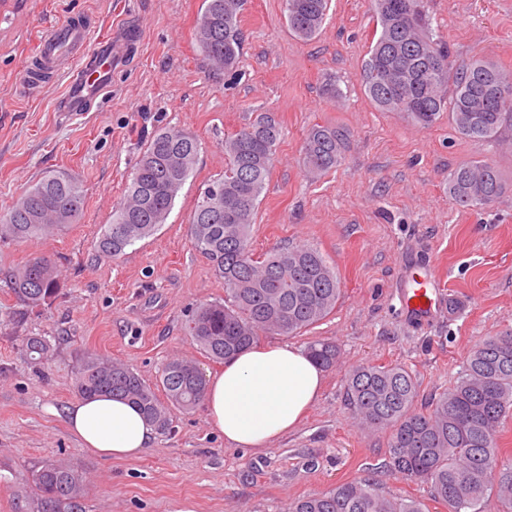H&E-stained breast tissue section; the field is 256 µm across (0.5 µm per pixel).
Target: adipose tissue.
<instances>
[{
	"mask_svg": "<svg viewBox=\"0 0 512 512\" xmlns=\"http://www.w3.org/2000/svg\"><path fill=\"white\" fill-rule=\"evenodd\" d=\"M325 371L305 348L254 346L226 359L209 376L205 406L210 424L235 448L261 450L293 430L319 399ZM82 448L109 459L141 456L156 438L154 424L131 402L101 394L66 410Z\"/></svg>",
	"mask_w": 512,
	"mask_h": 512,
	"instance_id": "1",
	"label": "adipose tissue"
}]
</instances>
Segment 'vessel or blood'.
<instances>
[{"label":"vessel or blood","mask_w":512,"mask_h":512,"mask_svg":"<svg viewBox=\"0 0 512 512\" xmlns=\"http://www.w3.org/2000/svg\"><path fill=\"white\" fill-rule=\"evenodd\" d=\"M91 20L67 18L43 38L24 73L30 84L44 83L59 73L61 59H69L66 92L59 101L60 111L77 115L90 111L93 103L112 90V68L119 58L113 53L111 37L94 39ZM405 294L407 316L417 323L430 321L441 304L442 291L435 279L416 275Z\"/></svg>","instance_id":"b4317fda"}]
</instances>
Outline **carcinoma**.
Wrapping results in <instances>:
<instances>
[{"mask_svg":"<svg viewBox=\"0 0 512 512\" xmlns=\"http://www.w3.org/2000/svg\"><path fill=\"white\" fill-rule=\"evenodd\" d=\"M331 0H285L289 28L301 40L321 29ZM378 27L364 63L365 93L382 111L404 112L423 126L446 112L458 135L508 149L512 139V75L478 59L454 68L448 48L436 42L423 0H374ZM195 40L214 72L239 62L245 0H203ZM404 11L405 63L387 54L401 37L391 15ZM281 129L262 115L224 140V174L199 194L191 222L196 249L224 280V302L200 307L188 333L212 360H225L258 343L264 334L298 335L330 315L340 296L334 268L312 244L291 245L265 256L250 248L254 223ZM348 133L341 126L314 125L303 141L302 163L323 175L341 162ZM199 144L190 133L167 129L155 135L131 184L98 242L112 259L152 235L167 220L192 175ZM506 185L497 167L473 160L448 177V195L462 209L478 211L500 198ZM84 194L62 174H49L25 192L0 223V240L35 244L47 234L77 224ZM62 288L56 263L35 251L9 277V291L30 309L51 303ZM307 350L325 369L336 366L335 343L313 340ZM207 378L195 362L174 359L152 387L129 367L91 354L76 378L79 395L101 393L131 401L161 433L172 429L173 411L203 401ZM165 392L168 403L156 390ZM418 384L401 366H359L346 379L354 418L389 432V467L430 485L448 512H512V463L502 461L497 432L512 415V334L489 337L469 354L454 384L429 409L414 402ZM84 480L64 463H48L14 494V512H84ZM288 512H428L417 499L389 497L367 477L344 482L291 503Z\"/></svg>","mask_w":512,"mask_h":512,"instance_id":"obj_1","label":"carcinoma"}]
</instances>
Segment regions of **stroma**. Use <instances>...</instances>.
<instances>
[{
  "mask_svg": "<svg viewBox=\"0 0 512 512\" xmlns=\"http://www.w3.org/2000/svg\"><path fill=\"white\" fill-rule=\"evenodd\" d=\"M202 0H0V219L46 174L80 184V223L38 244L0 241V512H13L16 489L48 462H70L85 480L86 512H287L290 502L343 481L373 477L384 494L446 512L427 485L392 472L387 434L355 425L344 385L362 365L407 367L426 409L461 372L484 338L512 332V150L457 137L440 115L431 126L378 110L363 66L376 31L372 0H331L308 42L289 30L284 0H247L243 53L234 74L209 72L194 41ZM435 38L454 66L475 58L512 74V0H425ZM88 13L99 30L129 32L112 91L77 118L58 112L64 81L34 87L27 57L63 18ZM334 83L339 96L326 93ZM269 113L282 129L258 199L251 247L263 255L303 242L335 267L341 293L334 311L310 330L262 344L333 341L338 362L317 403L296 429L255 452L225 444L204 406L177 413L172 433L157 435L132 460L84 450L65 410L78 400L77 371L90 353L125 363L147 383L171 359L206 358L187 332L196 307L223 300L224 282L194 246L191 213L202 188L224 172V140ZM349 134L341 164L309 176L301 148L313 125ZM195 135L196 170L165 224L104 257L98 241L131 183L152 137L164 129ZM485 160L508 190L482 210L448 195L458 165ZM56 262L63 289L30 312L9 294L13 269L34 251ZM429 274L457 313L440 308L419 324L407 317L411 273ZM46 337L50 351L29 359L24 341Z\"/></svg>",
  "mask_w": 512,
  "mask_h": 512,
  "instance_id": "35a3bbf8",
  "label": "stroma"
}]
</instances>
